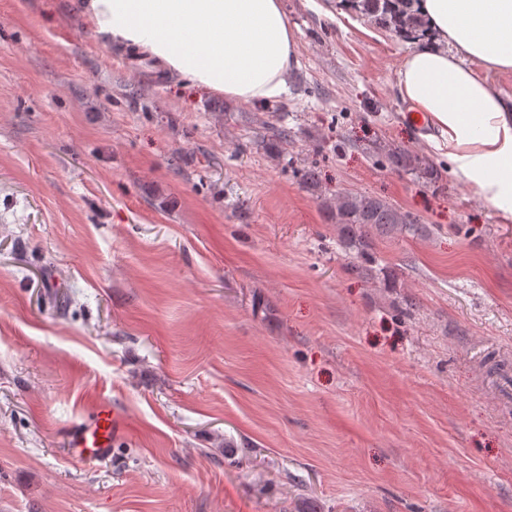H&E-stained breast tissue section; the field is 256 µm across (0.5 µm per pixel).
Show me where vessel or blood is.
<instances>
[{"instance_id": "b4317fda", "label": "vessel or blood", "mask_w": 512, "mask_h": 512, "mask_svg": "<svg viewBox=\"0 0 512 512\" xmlns=\"http://www.w3.org/2000/svg\"><path fill=\"white\" fill-rule=\"evenodd\" d=\"M126 430L123 416L105 400L97 402L90 422L72 424L64 433L70 456L79 461L107 460L117 438Z\"/></svg>"}]
</instances>
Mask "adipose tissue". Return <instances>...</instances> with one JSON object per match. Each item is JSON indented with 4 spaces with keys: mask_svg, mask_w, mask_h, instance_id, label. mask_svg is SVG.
<instances>
[{
    "mask_svg": "<svg viewBox=\"0 0 512 512\" xmlns=\"http://www.w3.org/2000/svg\"><path fill=\"white\" fill-rule=\"evenodd\" d=\"M430 36L407 53L397 97L422 117L428 149L512 222V98L486 72H512V0H419ZM103 47L157 59L192 86L243 102L289 90L297 34L281 0H82Z\"/></svg>",
    "mask_w": 512,
    "mask_h": 512,
    "instance_id": "adipose-tissue-1",
    "label": "adipose tissue"
}]
</instances>
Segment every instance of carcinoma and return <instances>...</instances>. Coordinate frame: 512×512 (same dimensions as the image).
I'll return each instance as SVG.
<instances>
[{
	"label": "carcinoma",
	"mask_w": 512,
	"mask_h": 512,
	"mask_svg": "<svg viewBox=\"0 0 512 512\" xmlns=\"http://www.w3.org/2000/svg\"><path fill=\"white\" fill-rule=\"evenodd\" d=\"M360 15L372 18L404 40L416 42L424 36L422 23L412 10L413 0H356ZM375 155L392 169L438 178V172L423 157L401 148H377ZM323 205L330 221L336 225L344 241L363 254L369 247L371 232L390 234L401 228L417 232L419 220L385 198L372 193L341 192Z\"/></svg>",
	"instance_id": "carcinoma-1"
}]
</instances>
